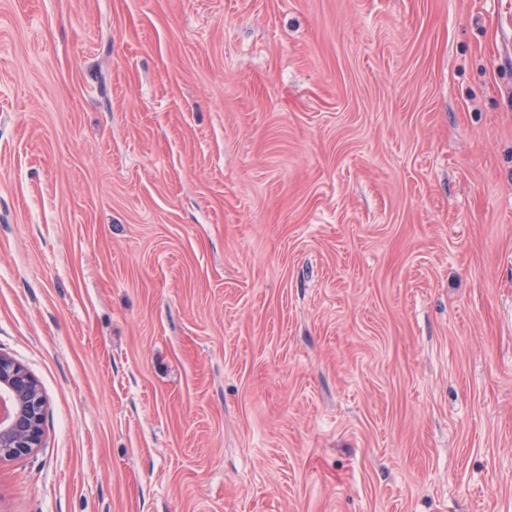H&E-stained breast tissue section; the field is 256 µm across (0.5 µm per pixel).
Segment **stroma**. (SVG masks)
<instances>
[{"label":"stroma","mask_w":512,"mask_h":512,"mask_svg":"<svg viewBox=\"0 0 512 512\" xmlns=\"http://www.w3.org/2000/svg\"><path fill=\"white\" fill-rule=\"evenodd\" d=\"M0 512H512V0H0ZM13 409L0 418V463L31 454L43 438L46 399L38 381L23 365L0 354V393Z\"/></svg>","instance_id":"stroma-1"}]
</instances>
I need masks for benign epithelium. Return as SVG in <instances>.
I'll return each instance as SVG.
<instances>
[{"label": "benign epithelium", "instance_id": "benign-epithelium-1", "mask_svg": "<svg viewBox=\"0 0 512 512\" xmlns=\"http://www.w3.org/2000/svg\"><path fill=\"white\" fill-rule=\"evenodd\" d=\"M13 409L0 416V463L31 454L41 446L46 399L38 381L23 365L0 354V393Z\"/></svg>", "mask_w": 512, "mask_h": 512}]
</instances>
